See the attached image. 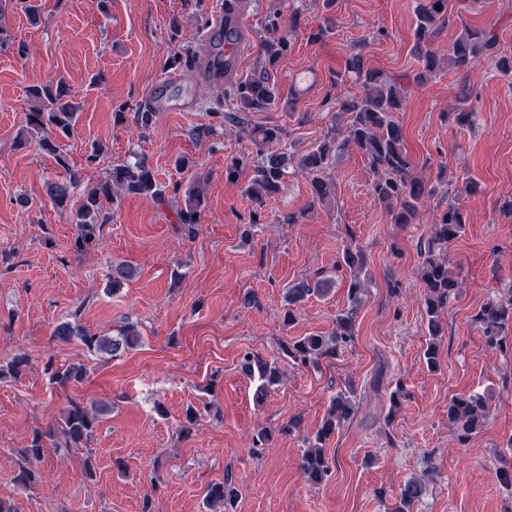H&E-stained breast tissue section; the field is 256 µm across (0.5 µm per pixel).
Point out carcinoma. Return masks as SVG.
<instances>
[{
	"mask_svg": "<svg viewBox=\"0 0 512 512\" xmlns=\"http://www.w3.org/2000/svg\"><path fill=\"white\" fill-rule=\"evenodd\" d=\"M449 0H416L414 15L413 53L422 69L413 81L422 86L436 72L443 61L454 65L479 64L495 53L497 34L489 26L463 25L457 38L448 46L447 53L435 47V40L448 19ZM265 28L269 36L261 42L259 58L261 65L245 79L235 81L224 89L230 95L241 112H266L279 104L281 91L278 84L271 81L270 71L275 69L279 60L288 53L290 37L300 28V15L293 13L288 22L278 11L270 12L265 17ZM350 81L357 85L358 92L345 99L336 100L339 111L352 116L344 129L331 128L330 135L302 156L296 167L312 176L313 196L311 204H320L330 196L331 184L326 171L330 169L336 152L350 145L362 151L374 175L371 193L379 202L393 205L391 220L394 224H409L420 208L427 202L431 192L426 190V182L413 174L415 163L408 154L404 144L403 129L394 119V113L403 109L407 91L395 79L383 76L370 69L364 57L353 53L346 59L345 70L336 73V83ZM35 106L26 113V134L20 135L23 142L28 135L37 132L43 138L37 141L39 148L56 156L66 176L60 179L44 181L47 198L55 206L66 205L71 196V189L79 181L78 173L71 170L68 162L59 152V141L70 138L78 119L79 103L75 102L70 88L63 82L56 86H34L28 90ZM471 92L463 87L457 93L451 105V115L460 126L471 124L473 109ZM224 119L237 128L254 147L256 158H249L244 152L235 158L227 172L232 173L236 167L252 162L253 174L245 189V195L253 203H263L280 194L286 184L289 164L292 158L284 153H267L265 148L287 137V131L280 125L247 127L234 115ZM166 186L159 183L156 172L149 165L148 159L135 155L131 160L112 165L103 179L87 188L83 201L78 208L74 223L77 233L73 247L79 252L89 246L96 238V231L102 208V200H116L122 194L138 195L160 201L164 197ZM202 199L197 190L188 187L185 207L176 212L177 223L183 225L187 235L196 234L201 223ZM464 213L453 204L442 212L438 223L433 225L432 235L428 241L427 257L421 271L425 288V313L428 317L430 340L423 353L427 366L437 367L439 358L438 336L442 332L441 318L448 308V302L458 292L459 281L452 278L448 271V261L436 255L447 250L448 244L460 236L464 230ZM365 267V256L361 248L347 246L342 255V263L336 270L349 277V297L351 307L336 317V327L330 337L320 335L301 336L281 347L282 353L293 363L315 369L320 360L333 358L338 351L354 340L356 307L363 300L364 282L360 274ZM134 275V269L123 262H114L110 278L112 288L118 289ZM329 279L323 278L310 286L303 280L288 288L286 302L292 306L311 294L325 291ZM480 324L485 342L489 348L502 344L501 330L512 321V291L505 299L490 300L474 316ZM54 336L67 343L81 342L90 350L117 355L138 345L140 337L134 326L128 325L116 336H91L81 326L70 322L57 325ZM242 367L251 378L258 377L260 385L255 391V399L260 402L267 396L269 388L279 384L284 373L279 370L276 361H268L256 354L247 353L243 357ZM45 371L62 387L73 381L85 378V368L80 364L58 367L53 360L45 364ZM487 397L480 393H464L452 396L448 400V421L457 425L464 435L480 431L487 417ZM353 412L349 395L339 392L331 400L330 409L315 435L313 445L302 455V471L306 480L312 485L321 484L330 472L329 458L322 444L327 442L336 431L347 422ZM98 422L96 410L75 400H68L56 425L46 431L34 433L28 447L20 450L25 464L19 467L16 480L26 486L42 482L40 471L28 466L30 460L39 461L42 457L44 438L60 433L69 447L79 448L87 441ZM424 490L423 480L419 477L408 479L399 489L389 512H411L414 503L419 500ZM239 491L231 477L209 485L204 502L206 507L219 505L224 510L234 509Z\"/></svg>",
	"mask_w": 512,
	"mask_h": 512,
	"instance_id": "carcinoma-1",
	"label": "carcinoma"
}]
</instances>
